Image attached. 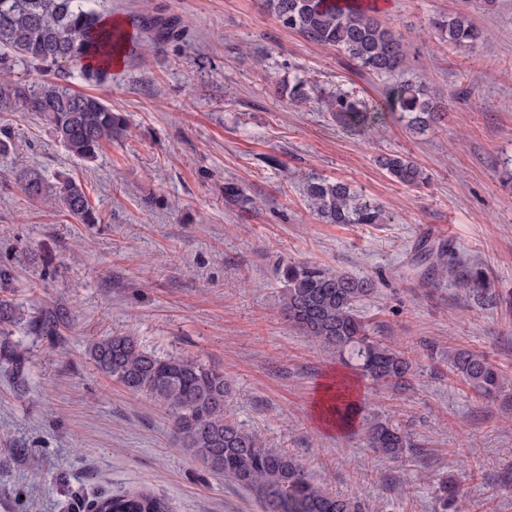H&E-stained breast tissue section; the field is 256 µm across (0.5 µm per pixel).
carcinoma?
<instances>
[{
  "label": "carcinoma",
  "instance_id": "1",
  "mask_svg": "<svg viewBox=\"0 0 512 512\" xmlns=\"http://www.w3.org/2000/svg\"><path fill=\"white\" fill-rule=\"evenodd\" d=\"M87 0H0V115L22 106L38 113L50 126L55 140L71 156L85 162L97 158L112 138L124 134L126 119L95 95L71 89L73 69L95 83L111 75L113 61L131 55L141 45L121 24L103 25L100 13ZM263 5L283 28L306 41L334 47L355 64L377 75H392L406 67L403 36L377 18L378 10L360 0H263ZM432 27L453 47L472 51L484 32L465 11L431 20ZM47 68L53 78L42 82L13 79L16 65ZM280 94L294 106L313 98L324 103L336 123L363 135L384 112L391 113L410 131L422 134L447 117L418 81L390 85L378 103L368 104L338 88L327 91L313 79L296 78L280 86ZM378 165L400 184L417 187L428 181L426 170L411 157L381 154ZM29 196L49 198L80 224H96L83 187L74 181L48 184L35 170L21 174ZM303 193L327 224H382L379 203L353 189L351 184L319 177L308 179ZM432 262L427 274L449 275L464 290L488 293L484 271L463 267L451 244H422ZM283 309L288 323L325 349L356 362L360 374L374 382H404L413 374L406 353L383 342L371 331L359 305L375 294L376 281L329 267L289 263L282 270ZM17 279L14 266L0 263V367L17 390L25 388L31 360L12 333L24 328L52 345L65 342L69 324L64 307L26 309L12 298ZM90 362L127 391L157 400L170 417L173 436L181 447L210 474L247 490L263 512H359L354 500L317 484L307 467L294 455L267 447L262 437L230 420L226 412L228 385L224 372L185 356L161 357L143 349L130 335L113 334L93 341L87 349ZM449 370L475 391L491 395L503 385V375L486 356L459 348L448 357ZM358 404L335 399L337 420H352ZM362 443L399 462L413 447L401 426L376 419L362 429ZM93 512H173L163 494L141 490L102 495Z\"/></svg>",
  "mask_w": 512,
  "mask_h": 512
}]
</instances>
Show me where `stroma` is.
<instances>
[{"mask_svg": "<svg viewBox=\"0 0 512 512\" xmlns=\"http://www.w3.org/2000/svg\"><path fill=\"white\" fill-rule=\"evenodd\" d=\"M129 27L172 24L95 86L128 122L126 135L83 162L20 108L0 155V261L15 266L14 298L70 312L51 348L19 330L33 364L24 392L0 372V512H79L98 493L150 489L174 512H262L245 490L208 474L172 435L165 409L127 392L86 355L91 341L135 336L160 355L191 356L224 373L226 410L268 447L301 459L318 483L361 512H512V0H380L381 20L405 37L409 62L394 78L282 28L261 0H91ZM468 8L487 38L462 52L427 27ZM317 79L373 101L391 80L420 78L448 108L421 135L385 117L369 136L345 132L323 104L277 97L281 81ZM411 156L427 184L408 188L375 162ZM80 183L101 221L80 224L31 200L20 172ZM349 182L383 206L382 224H327L303 196L309 176ZM239 185L248 204L224 196ZM485 267L493 306L416 259L422 227ZM308 262L371 276L360 306L415 371L405 388L374 384L287 323L280 267ZM484 354L505 377L487 399L456 379L448 353ZM355 378L363 418H390L416 443L396 463L354 431L315 418L334 371ZM461 494L442 507L441 479Z\"/></svg>", "mask_w": 512, "mask_h": 512, "instance_id": "35a3bbf8", "label": "stroma"}]
</instances>
